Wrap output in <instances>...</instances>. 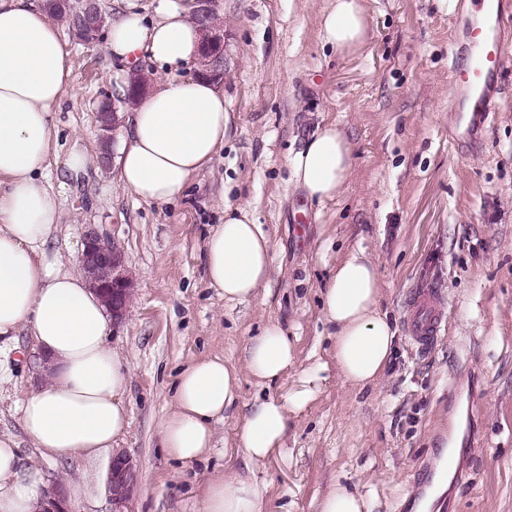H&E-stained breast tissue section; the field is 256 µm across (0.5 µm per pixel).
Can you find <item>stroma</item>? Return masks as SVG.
Wrapping results in <instances>:
<instances>
[{
  "mask_svg": "<svg viewBox=\"0 0 512 512\" xmlns=\"http://www.w3.org/2000/svg\"><path fill=\"white\" fill-rule=\"evenodd\" d=\"M332 0H217L229 35L223 80L231 115L223 151L185 195L139 200L96 161L99 103L121 71L104 45L69 40L74 80L61 105L60 144L90 159L79 179L52 166L62 223L53 248L79 271L86 225L120 247L135 283L127 316L108 343L127 362L130 428L118 444L137 464L130 512H201L207 476L236 472L267 488L265 512H318L336 482L368 512H415L426 477L443 488L429 512H512V48L491 97L493 119L457 141L453 66L468 56L473 7L438 0H365L371 39L345 55L323 45L319 18ZM338 125L354 168L336 200L320 204L297 185L292 160L320 125ZM249 205L272 240V271L257 296L224 301L205 279L204 242L225 205ZM374 260L380 306L396 337L381 379L359 389L341 380L335 338L321 315L330 272L348 251ZM432 290L446 321L430 350L409 341L410 301ZM279 323L296 351L294 370L268 386L242 375L236 411L214 425L215 446L186 465L157 435L179 370L221 356L243 366L250 340ZM14 343L12 380L0 384V435L61 484L71 512H110L111 453L89 460L42 456L24 434L17 389L39 387L40 356L26 331ZM309 384L281 448L260 465L236 444L242 410L287 400ZM453 451L461 478L442 468Z\"/></svg>",
  "mask_w": 512,
  "mask_h": 512,
  "instance_id": "35a3bbf8",
  "label": "stroma"
}]
</instances>
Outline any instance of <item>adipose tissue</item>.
Instances as JSON below:
<instances>
[{
	"label": "adipose tissue",
	"mask_w": 512,
	"mask_h": 512,
	"mask_svg": "<svg viewBox=\"0 0 512 512\" xmlns=\"http://www.w3.org/2000/svg\"><path fill=\"white\" fill-rule=\"evenodd\" d=\"M202 37L192 0H159L149 15L129 0L108 27L106 48L114 62L127 71L146 60L157 76L125 115L117 159L119 182L144 202L181 198L224 147L230 115L220 82L182 75L197 67ZM319 38L343 54L363 50L370 40L364 0H334L321 16ZM72 80L68 45L49 13L33 0H0V382L11 379L15 334L28 330L47 358L46 383L20 392L22 429L45 455L92 458L129 430L128 368L107 341L111 315L84 275L66 269L47 247L61 213L46 171L57 150L60 101ZM352 167V145L330 123L293 159L297 183L321 204L340 195ZM271 263V240L249 206H225L223 224L205 242L210 287L226 301L246 302L267 282ZM380 296L377 266L361 248L337 262L323 292L336 368L355 388L380 379L393 349L395 331ZM294 365V347L276 323L250 341L244 367L219 356L190 361L158 425L163 448L194 463L212 448L215 422L238 400L242 374L267 385ZM312 396L304 389L288 401L271 398L250 408L237 433L244 455L260 463L281 447L290 415L302 412ZM42 486L40 470L24 462L15 439L0 436V512H33ZM201 506V512H263L264 490L235 474L215 473L205 482Z\"/></svg>",
	"instance_id": "1"
}]
</instances>
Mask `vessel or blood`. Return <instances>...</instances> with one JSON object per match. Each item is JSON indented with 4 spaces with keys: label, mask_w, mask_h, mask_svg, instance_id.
Wrapping results in <instances>:
<instances>
[{
    "label": "vessel or blood",
    "mask_w": 512,
    "mask_h": 512,
    "mask_svg": "<svg viewBox=\"0 0 512 512\" xmlns=\"http://www.w3.org/2000/svg\"><path fill=\"white\" fill-rule=\"evenodd\" d=\"M506 23L500 0H477L469 30L470 55L465 65L454 67L451 73L459 92L456 122L464 130L484 126L491 115L486 90L503 68L506 45L499 32ZM411 310L410 340L417 350H428L443 322L445 307L423 293L414 298Z\"/></svg>",
    "instance_id": "vessel-or-blood-1"
}]
</instances>
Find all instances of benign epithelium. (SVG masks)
Listing matches in <instances>:
<instances>
[{"mask_svg": "<svg viewBox=\"0 0 512 512\" xmlns=\"http://www.w3.org/2000/svg\"><path fill=\"white\" fill-rule=\"evenodd\" d=\"M195 19L204 32L200 75L222 80L228 73L229 57L223 21L215 17L216 0H196ZM104 24L100 0H87L83 25L78 40L89 34H100ZM79 262L89 283L98 292L112 313V325L121 323L134 296L133 278L126 273L122 253L117 244L89 224ZM139 485V472L130 457L113 454L106 474V489L111 512H128V504ZM38 512H70L63 487L55 483L43 490L42 508Z\"/></svg>", "mask_w": 512, "mask_h": 512, "instance_id": "1", "label": "benign epithelium"}]
</instances>
